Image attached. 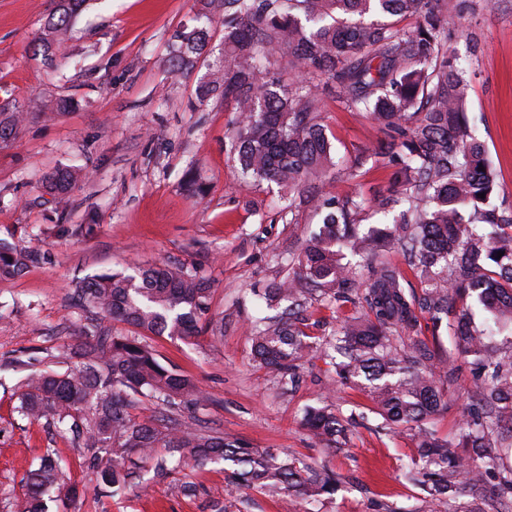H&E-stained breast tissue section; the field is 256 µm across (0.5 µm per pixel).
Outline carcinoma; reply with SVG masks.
<instances>
[{"label":"carcinoma","mask_w":512,"mask_h":512,"mask_svg":"<svg viewBox=\"0 0 512 512\" xmlns=\"http://www.w3.org/2000/svg\"><path fill=\"white\" fill-rule=\"evenodd\" d=\"M86 0H54L34 55L57 70L56 45ZM191 25L174 35L168 73L190 76L209 41L221 32L223 51L207 60L195 89L199 103L220 95L234 102L237 119L228 132L234 161L246 183L271 182L288 211L310 205L323 214L319 231L291 258L296 278L263 292L267 301L288 302L285 313L259 319L253 329L254 361L295 382L296 370L320 354L344 384L372 401L385 425L418 430L416 457L405 479L423 486L439 512H457L466 492L483 497L485 472L477 461L497 465L501 492L512 495V464L499 463L512 447V354L487 342L462 307L476 298L488 318L512 327V210H483V193L495 188L485 145L472 132L467 109L470 79L443 43L448 14L457 0H198ZM388 16L415 19L400 29ZM280 62L290 77L269 76ZM367 113L383 139L371 150L387 156L391 193L378 199L398 211L383 229L362 232V202L326 197L315 183L335 168L333 145L318 120L319 92ZM28 113L0 105V142L16 139ZM484 170H479V167ZM76 166L44 177L56 207L66 208ZM399 250L422 284L406 288L400 270L385 258ZM502 256H497V253ZM48 260L37 247L0 241V279H13ZM211 289L184 266L155 263L135 275L101 273L77 284V305L100 320H118L141 333L114 335L101 324L85 328L72 345L63 372L35 366L19 382V409L49 417L83 447L93 448L90 468L100 486L116 493L133 478L132 456L156 462L161 473L183 474L180 490L195 495L185 470L224 464L235 490H257L288 502L330 499L339 476L280 448H250L203 432L192 422L177 427L133 416L134 397L169 409L204 402L198 384L163 365L143 334L188 339L224 331V320L207 317ZM352 303L359 316L316 341L305 313L318 302ZM434 328L448 315L454 350L478 368L474 394L458 441L436 435L430 424L454 381L453 354L416 339L415 310ZM352 415L331 404L304 411L302 426L331 449L345 445ZM165 449L158 457L155 449ZM65 487V468L46 457L28 478L22 512H47L44 497Z\"/></svg>","instance_id":"cac0c4a2"}]
</instances>
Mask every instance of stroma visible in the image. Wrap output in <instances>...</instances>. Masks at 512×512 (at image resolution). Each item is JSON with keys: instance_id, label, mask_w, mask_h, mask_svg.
Here are the masks:
<instances>
[{"instance_id": "stroma-1", "label": "stroma", "mask_w": 512, "mask_h": 512, "mask_svg": "<svg viewBox=\"0 0 512 512\" xmlns=\"http://www.w3.org/2000/svg\"><path fill=\"white\" fill-rule=\"evenodd\" d=\"M194 0H88L61 48L66 79L33 56L52 0H0V101L31 112L16 140L0 145V239L40 246L50 259L20 277L0 279V512H15L27 478L41 458L59 456L66 484L76 488L75 512H428L425 492L401 473L417 446L413 430H382L365 394L351 385L329 386L334 374L323 359L301 369L295 385L252 361L251 329L275 316L254 288L287 280L289 260L316 229L310 209L282 211L273 184L243 185L227 132L235 114L217 98L194 105L195 77L167 74L172 37L189 24ZM447 25V48L472 76L469 120L495 173L494 204L512 208V0H458ZM71 111L42 120L57 98ZM321 123L341 171L321 182L338 197L373 202L389 188L385 161L356 160L381 139L363 112L323 95ZM89 175L56 210L40 187L44 175L71 165ZM195 170L207 192L192 196L182 175ZM92 223V233L79 225ZM165 261L198 269L209 283V314L224 320L223 335L188 340L147 336L160 361L194 379L203 406L179 412L206 430L253 448H282L327 464L341 478L332 502H293L289 510L260 492L239 495L222 466L194 467V497L183 496L178 476L159 477L149 462L135 461L138 477L118 496L98 486L69 434L47 419L21 416L18 380L26 360L62 371L65 345L75 343L87 315L73 286L104 272L131 274ZM448 407L436 432L456 439L474 391L470 357L457 355ZM329 403L360 420L341 452L318 443L300 425L305 406Z\"/></svg>"}]
</instances>
